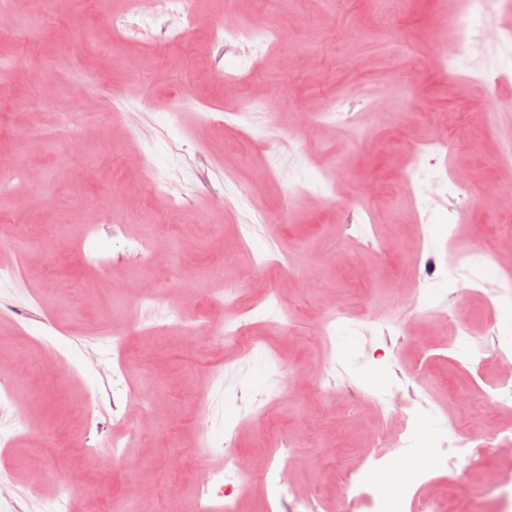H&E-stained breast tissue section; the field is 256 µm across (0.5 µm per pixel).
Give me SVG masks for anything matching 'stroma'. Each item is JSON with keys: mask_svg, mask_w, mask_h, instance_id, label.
I'll use <instances>...</instances> for the list:
<instances>
[{"mask_svg": "<svg viewBox=\"0 0 512 512\" xmlns=\"http://www.w3.org/2000/svg\"><path fill=\"white\" fill-rule=\"evenodd\" d=\"M19 35H0V153L44 176L47 196L0 188V370L13 391L0 406V512H124L137 487L139 512H192L202 466H222L225 444L249 468L239 497L264 512L258 466L290 437L296 494L322 496L340 512L351 468L397 450L405 421L377 406L393 387L414 386L433 433L498 438L512 433V403L490 399L512 371L467 357L485 334L512 350V212L493 186L512 183L497 163L512 142V51L505 77L480 81L482 43L452 63L437 52L453 0H193L197 29H224L217 43L195 31L160 38L167 17L137 21L126 0H13ZM124 17L111 29V16ZM285 26L263 67L239 33L255 22ZM141 61L137 75L121 62ZM52 61L57 83L38 80ZM96 73L103 107L85 119L67 86L74 69ZM245 79L244 88L224 83ZM268 99L246 111L242 95ZM220 111L201 120L182 99ZM335 106L336 121L304 135L299 115ZM150 175L163 190L141 200L125 183ZM382 180L384 196L366 191ZM224 203L211 221L213 200ZM104 221L86 230V212ZM259 225L270 226L287 268L261 265ZM482 251L455 259L450 234ZM196 241L182 257L177 242ZM235 281L238 300L208 303ZM158 293L157 304H143ZM138 308L130 323L126 312ZM218 326L248 321L261 344L250 360L228 345L201 358L171 313ZM335 317L332 336L320 328ZM288 319L289 331L277 329ZM127 373L112 377V341ZM291 377L277 397L280 368ZM338 369L347 388L324 389ZM199 375L208 389L196 395ZM150 406L115 420L127 386ZM126 448L113 451V437ZM93 440L100 465L70 482ZM43 481L28 483L31 462ZM421 494H442L452 512H500L499 484L512 455L487 449L473 466L426 467Z\"/></svg>", "mask_w": 512, "mask_h": 512, "instance_id": "1", "label": "stroma"}]
</instances>
